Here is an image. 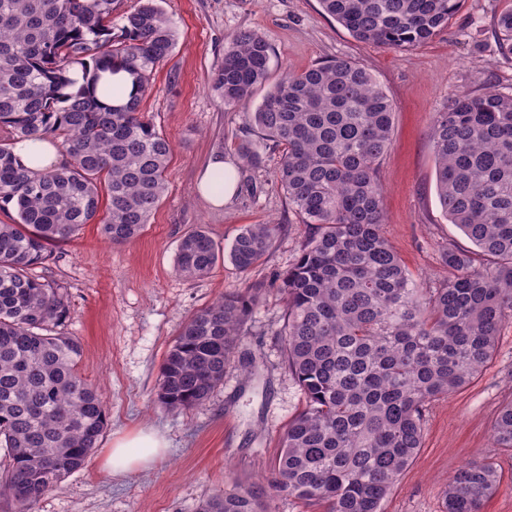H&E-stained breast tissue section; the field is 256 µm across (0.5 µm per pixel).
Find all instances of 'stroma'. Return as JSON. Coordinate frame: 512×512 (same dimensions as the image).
I'll use <instances>...</instances> for the list:
<instances>
[{
	"instance_id": "1",
	"label": "stroma",
	"mask_w": 512,
	"mask_h": 512,
	"mask_svg": "<svg viewBox=\"0 0 512 512\" xmlns=\"http://www.w3.org/2000/svg\"><path fill=\"white\" fill-rule=\"evenodd\" d=\"M162 7L178 42L156 75V91L144 110L173 146L167 191L134 241L113 244L92 223L53 249L46 273L68 295L62 329L81 341L79 367L101 389L107 425L84 468L47 492L33 512H196L211 496L262 484L285 428L304 405L281 362L277 332L283 301L270 286L297 258L304 227L277 184L278 150L263 148L259 167H243L236 151L246 136L242 120L225 110L208 84L230 35L241 29L260 33L271 47L275 80L338 57L376 75L395 109L381 165L383 231L422 288L447 279L444 247L470 246L445 219L436 195L434 115L457 94L489 88L512 94V60L499 55L494 32L496 16L512 9V0H459L448 30L414 50L357 42L322 14L318 0H164ZM215 154L239 175L234 195L220 207L197 189ZM267 222L283 230L248 272L222 258L202 278L176 273L177 246L189 230L204 227L227 249L244 225ZM252 282L268 285L243 342L256 362V377L246 378L235 361L202 405L177 413L162 408L156 401L160 367L182 325L225 292ZM511 395L509 321L481 373L428 407L423 446L379 512H442L441 492L449 478L484 456L496 463L499 485L483 512H512V451L495 448L491 432L498 407ZM145 428L165 438V454L132 472L106 470L103 461L112 443Z\"/></svg>"
}]
</instances>
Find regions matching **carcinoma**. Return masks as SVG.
<instances>
[{"mask_svg":"<svg viewBox=\"0 0 512 512\" xmlns=\"http://www.w3.org/2000/svg\"><path fill=\"white\" fill-rule=\"evenodd\" d=\"M322 13L360 43L416 49L448 29L456 0H319ZM119 0H0V480L19 512L33 506L99 447L105 407L79 371L80 341L58 331L64 289L36 277L52 248L98 222L114 244L136 238L165 192L170 141L143 110L155 74L176 46L159 0L118 13ZM499 54L512 60V9L499 14ZM270 45L243 29L224 47L211 87L241 114L250 138L279 148L277 182L306 229L293 265L271 284H248L193 314L160 370L158 402L169 411L203 404L224 382L267 288L280 291L277 333L304 407L288 423L261 486L207 499L197 512H271L292 496L327 512H379L422 448L426 408L466 385L493 357L512 319V94L487 89L448 98L435 113V188L444 216L472 243L448 244V279L420 288L383 235L381 160L394 105L349 58L270 78ZM124 69L134 88L114 107L106 75ZM83 86L75 92L73 74ZM50 136L65 161L34 171L14 142ZM247 224L229 258L247 272L281 233ZM220 247L202 227L177 247L176 272L210 273ZM494 447L512 450V396L492 425ZM498 472L487 458L460 468L443 491V512H482Z\"/></svg>","mask_w":512,"mask_h":512,"instance_id":"carcinoma-1","label":"carcinoma"}]
</instances>
